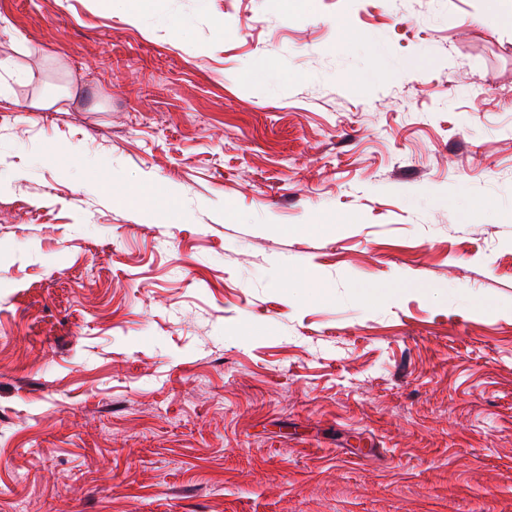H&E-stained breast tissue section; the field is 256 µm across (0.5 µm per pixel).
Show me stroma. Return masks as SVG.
Instances as JSON below:
<instances>
[{
  "mask_svg": "<svg viewBox=\"0 0 512 512\" xmlns=\"http://www.w3.org/2000/svg\"><path fill=\"white\" fill-rule=\"evenodd\" d=\"M1 14L0 512H512V21Z\"/></svg>",
  "mask_w": 512,
  "mask_h": 512,
  "instance_id": "35a3bbf8",
  "label": "stroma"
}]
</instances>
